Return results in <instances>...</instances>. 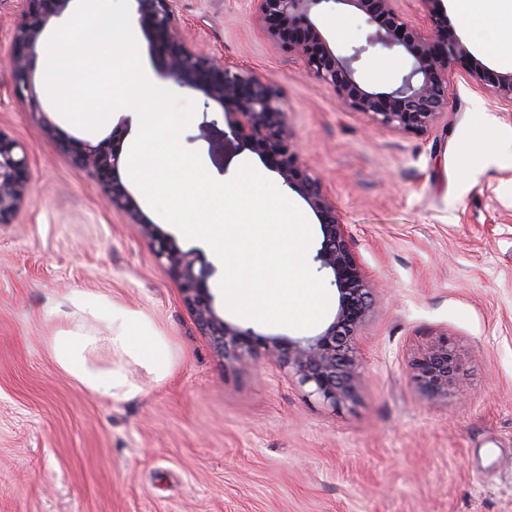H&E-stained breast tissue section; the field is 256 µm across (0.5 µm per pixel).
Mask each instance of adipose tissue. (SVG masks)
<instances>
[{"mask_svg": "<svg viewBox=\"0 0 512 512\" xmlns=\"http://www.w3.org/2000/svg\"><path fill=\"white\" fill-rule=\"evenodd\" d=\"M68 311L60 312V327L48 341L50 354L66 375L92 395L128 399L141 388L130 379L127 362H135L163 381L172 372L174 346L169 336L137 309L104 295L94 297L77 291L68 299ZM104 322L107 335H96L92 322ZM108 350L112 360L99 366L94 355Z\"/></svg>", "mask_w": 512, "mask_h": 512, "instance_id": "obj_1", "label": "adipose tissue"}]
</instances>
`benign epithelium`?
I'll return each instance as SVG.
<instances>
[{"instance_id":"benign-epithelium-1","label":"benign epithelium","mask_w":512,"mask_h":512,"mask_svg":"<svg viewBox=\"0 0 512 512\" xmlns=\"http://www.w3.org/2000/svg\"><path fill=\"white\" fill-rule=\"evenodd\" d=\"M14 2L22 22L14 31L10 58L13 94L39 116L42 134L59 140L78 166L95 175L108 205L122 211L128 223L139 225L224 359L245 366L270 357L288 369L297 385L309 388L308 395L334 408L354 401L363 369L359 330L374 312L376 287L335 199L323 180L308 173L300 161L280 92L267 79L247 70L233 71L188 46L174 24L177 0H132L140 26L166 58L168 78L182 89L233 106L225 119L234 138L270 163L282 184L301 195L316 214L322 240L315 261L331 277L338 297L331 321L320 333L304 338L262 335L221 318L204 274L195 271L196 259L146 218L121 181L116 144L109 138L96 145L60 138L34 91L30 62L51 20L61 16L72 0ZM420 2L430 8L416 19L401 10L399 0H252V19L268 40L302 62L308 76L331 87L347 111L390 132L421 135L448 117V85L457 64H466L470 79L478 84L486 81V71L461 40L441 39L447 15L438 8L440 0ZM328 7L360 14L370 28L365 43L352 47L349 54L337 52L314 21ZM377 47L401 50L409 59L407 73L391 91L372 89L358 76L357 63ZM491 87L500 102L512 106V71L495 74ZM28 182L27 154L0 131V224L14 222L26 203ZM413 370L421 390L446 396L457 388L460 360L448 340L439 339L415 361Z\"/></svg>"}]
</instances>
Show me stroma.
Returning <instances> with one entry per match:
<instances>
[{
  "label": "stroma",
  "instance_id": "obj_1",
  "mask_svg": "<svg viewBox=\"0 0 512 512\" xmlns=\"http://www.w3.org/2000/svg\"><path fill=\"white\" fill-rule=\"evenodd\" d=\"M442 6L446 35L507 71L484 50L497 26L469 27L450 0ZM19 22L0 13V131L30 159L28 201L0 224V512H512V108L489 84L456 67L446 120L422 135L389 132L273 46L251 0L178 2L175 25L194 50L279 90L303 162L323 176L379 285L360 331L357 398L335 410L273 359L247 371L225 361L138 227L14 97ZM319 24L344 53L369 31L347 10ZM408 66L402 51L374 49L359 75L387 91ZM31 70L61 134L95 144L117 132L129 150L124 111L99 131L77 128L50 101L40 59ZM178 95L195 106L181 143L213 178L247 163L277 180L233 140L219 104ZM480 139L487 150H474ZM143 212L197 256L218 315L237 322L208 247ZM75 290L145 312L174 343L172 373L159 383L130 365L142 388L130 399L82 391L48 349L58 321L46 308ZM443 337L460 358V395H429L413 379L414 361Z\"/></svg>",
  "mask_w": 512,
  "mask_h": 512
}]
</instances>
